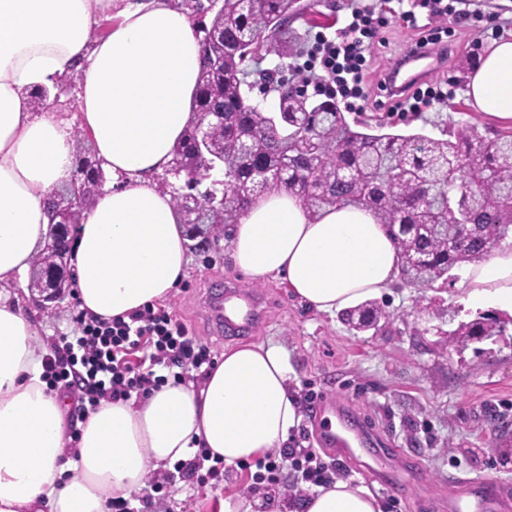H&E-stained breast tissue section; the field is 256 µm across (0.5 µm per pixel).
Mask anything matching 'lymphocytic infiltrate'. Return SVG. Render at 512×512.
Wrapping results in <instances>:
<instances>
[{"label":"lymphocytic infiltrate","instance_id":"lymphocytic-infiltrate-1","mask_svg":"<svg viewBox=\"0 0 512 512\" xmlns=\"http://www.w3.org/2000/svg\"><path fill=\"white\" fill-rule=\"evenodd\" d=\"M373 21L369 8L353 7L343 35L321 38L314 47L320 67L308 61L300 64L306 81L317 87L332 85L345 99L362 97ZM215 364L208 342L194 336L172 311L152 305L126 319H85L73 334L58 336L43 378L50 388L69 393L72 419L82 422L100 400L145 397L168 380L182 381L186 373L206 375ZM257 465L264 469L263 479L271 487L279 486L284 466H291L292 485L304 498L329 486L337 467L316 449L289 445L278 455L258 459Z\"/></svg>","mask_w":512,"mask_h":512}]
</instances>
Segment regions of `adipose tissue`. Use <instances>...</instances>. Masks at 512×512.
Listing matches in <instances>:
<instances>
[{
  "label": "adipose tissue",
  "instance_id": "ef3b65f1",
  "mask_svg": "<svg viewBox=\"0 0 512 512\" xmlns=\"http://www.w3.org/2000/svg\"><path fill=\"white\" fill-rule=\"evenodd\" d=\"M107 14L116 22L101 37ZM200 58L201 35L174 0H0V512H105L110 499L138 493L149 472L196 449L246 462L282 448L301 420L282 351L248 343L225 352L202 381L101 402L72 437L67 395L42 378L52 345L17 291L47 233L48 197L73 178L78 129L109 178L73 246L80 310L126 316L182 279L188 239L158 177L199 119ZM72 64L82 73L75 125L31 102ZM466 96L479 112L512 121L511 39L479 56ZM230 255L254 280L283 276L329 315L381 296L400 267L371 210L334 207L313 218L280 189L251 204ZM460 286L468 307L512 314V244L464 266ZM302 512L381 510L367 487L339 479Z\"/></svg>",
  "mask_w": 512,
  "mask_h": 512
}]
</instances>
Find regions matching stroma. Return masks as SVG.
<instances>
[{
	"instance_id": "35a3bbf8",
	"label": "stroma",
	"mask_w": 512,
	"mask_h": 512,
	"mask_svg": "<svg viewBox=\"0 0 512 512\" xmlns=\"http://www.w3.org/2000/svg\"><path fill=\"white\" fill-rule=\"evenodd\" d=\"M319 22L298 18L292 25L297 45L282 63L296 84L304 83L293 67L320 37H334L346 27L352 5L373 10L377 32L365 63L364 96L345 106L347 119L376 118L395 122L401 134L440 137L453 124H466L483 139L493 138L501 123L474 112L466 95L469 72L492 41L512 38V0H449L454 13L428 16L417 10L419 24L448 46V61L427 82L433 96L422 112H404L385 97L379 77L397 56L409 51L419 33L395 22V0H305ZM308 96L323 101L327 92L305 85ZM183 281L164 304L193 333L207 341L215 355L245 343L275 346L290 366V384L298 399L307 393L337 397L349 409L366 415L382 447L402 449L422 474L408 497L375 490L382 512H427L447 501L451 477L488 480L508 497L503 512H512V452L504 450L494 421L512 423V315L501 312L502 335L480 342L447 346L446 335L477 318L459 301L456 282L444 288H412L395 281L380 306L395 315L383 332L351 331L340 317L317 312L270 277L257 283L233 264L226 246L202 253L191 250ZM262 299L264 318L238 333L218 336L208 327V300L227 284ZM25 305L40 333L73 332L82 314L76 294H69L44 314L32 296ZM240 494L252 512H292L281 497L267 496L238 466L225 468L215 485L192 489L179 481L165 483L147 512H220L225 495Z\"/></svg>"
}]
</instances>
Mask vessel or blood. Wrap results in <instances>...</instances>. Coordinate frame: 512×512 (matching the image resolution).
<instances>
[{
	"label": "vessel or blood",
	"instance_id": "1",
	"mask_svg": "<svg viewBox=\"0 0 512 512\" xmlns=\"http://www.w3.org/2000/svg\"><path fill=\"white\" fill-rule=\"evenodd\" d=\"M440 64L438 53L417 49L415 53L398 57L391 64L385 85L400 90L418 84ZM256 305V297L241 292L237 286H227L224 293L213 297L211 302L217 329L222 331L233 327L239 319L254 320ZM311 424L319 445L332 455L352 461L359 450H368L370 462L364 471L365 476L392 494H405L414 480L416 468L401 462L398 449H370L369 444L375 434L365 416L360 413L352 418L346 416L335 398L325 396L316 401ZM501 508L498 494L469 481L460 482L456 493L448 499L449 512H500Z\"/></svg>",
	"mask_w": 512,
	"mask_h": 512
}]
</instances>
